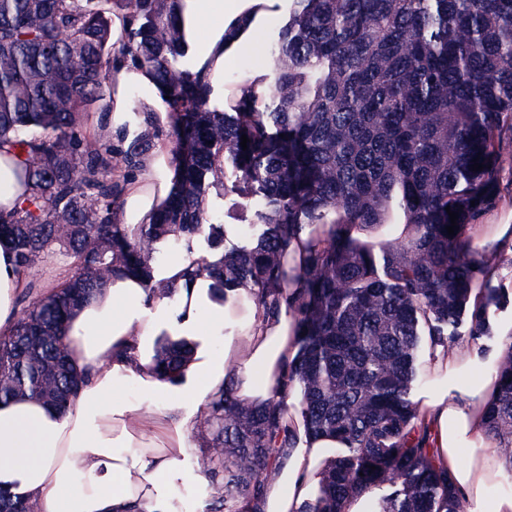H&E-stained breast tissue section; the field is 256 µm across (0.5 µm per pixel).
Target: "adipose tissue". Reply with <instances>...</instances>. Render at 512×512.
<instances>
[{
    "label": "adipose tissue",
    "mask_w": 512,
    "mask_h": 512,
    "mask_svg": "<svg viewBox=\"0 0 512 512\" xmlns=\"http://www.w3.org/2000/svg\"><path fill=\"white\" fill-rule=\"evenodd\" d=\"M273 0H172L187 46L182 67L200 77L220 106L249 87L224 80L234 54L252 53V38ZM94 137L130 144L139 134L173 124L152 71L133 60L111 66ZM120 192L116 221L154 223L173 191L169 146L143 153L133 173L114 174ZM174 288L176 306L149 296L140 277L117 274L69 319L63 342L80 380L67 410L30 398L0 403V490L35 502L39 512H163L167 483L180 458L201 440L199 412L224 393L265 407L286 395L288 367L297 354L294 319L287 306L261 315L248 284L214 299L213 279L195 274L186 254L155 270ZM27 280L14 253L0 243V335L19 318L17 298ZM223 334L221 346L211 342ZM158 336L192 341V352L170 379L154 361ZM478 358L474 344L435 345L430 371L448 378ZM133 383L137 398L123 392ZM495 392L490 375L472 385L432 394L424 405L430 446L459 491L462 512H512V492L491 494L505 467L498 442L485 431L484 407ZM291 448H277L257 496L241 499L240 512H302L316 498L323 468L336 442L306 439L290 425Z\"/></svg>",
    "instance_id": "ef3b65f1"
}]
</instances>
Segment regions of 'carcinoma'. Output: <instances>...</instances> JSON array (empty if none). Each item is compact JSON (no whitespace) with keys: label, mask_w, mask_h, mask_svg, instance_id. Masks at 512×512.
Here are the masks:
<instances>
[{"label":"carcinoma","mask_w":512,"mask_h":512,"mask_svg":"<svg viewBox=\"0 0 512 512\" xmlns=\"http://www.w3.org/2000/svg\"><path fill=\"white\" fill-rule=\"evenodd\" d=\"M114 5L131 10L121 54L155 73L176 116L169 204L155 223L130 228L114 222L112 170L135 168L154 135L116 151L78 130L108 79ZM182 54L168 0H0V143L20 157L26 185L0 214V237L25 276L57 252L74 266L72 283L40 296L0 336V402L66 406L77 388L62 342L71 312L119 272L175 300L154 281L161 249L191 255L204 241L201 269L226 288H258L264 313L290 290L298 336L291 402L254 409L227 395L204 414L224 461V512L269 476L262 463L291 408L304 435L340 445L305 512H341L349 494L381 489L368 512H460L412 393L425 373L422 337L466 338L485 355L495 312L512 305V276L490 275L512 258L497 244L477 250L467 234L502 197L512 0H288L261 101L251 90L224 110L179 69ZM475 161L485 168L472 170ZM212 188L260 201L263 230L248 245L224 249ZM449 209L459 213L452 236ZM303 232L308 243L294 254ZM154 351L167 378L191 347L159 336ZM491 371L485 427L512 472V351ZM34 508L0 498V512Z\"/></svg>","instance_id":"obj_1"}]
</instances>
